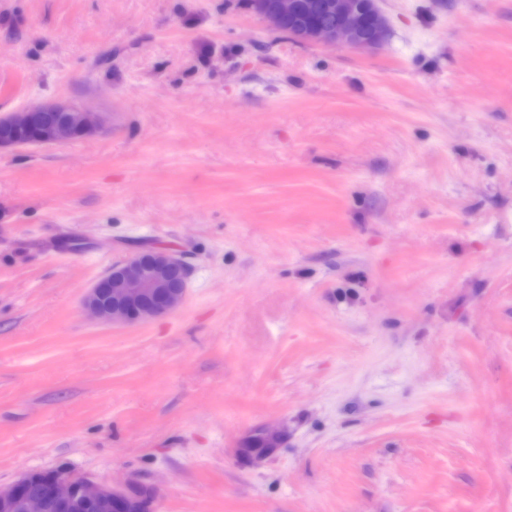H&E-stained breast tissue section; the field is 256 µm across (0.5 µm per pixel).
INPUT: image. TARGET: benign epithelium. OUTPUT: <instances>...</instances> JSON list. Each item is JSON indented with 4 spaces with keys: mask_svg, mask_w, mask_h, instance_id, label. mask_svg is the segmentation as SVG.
Returning <instances> with one entry per match:
<instances>
[{
    "mask_svg": "<svg viewBox=\"0 0 512 512\" xmlns=\"http://www.w3.org/2000/svg\"><path fill=\"white\" fill-rule=\"evenodd\" d=\"M252 13L303 42L368 51L387 35L379 0H248ZM102 129V115L68 101L36 103L0 116V149L76 142ZM189 268L162 248H144L88 289L85 309L103 322L133 324L164 318L183 301ZM284 441L276 427L258 425L239 441L246 461L273 456ZM41 483L33 492L31 484ZM156 490L142 483L106 484L68 468L36 470L0 484V512H156Z\"/></svg>",
    "mask_w": 512,
    "mask_h": 512,
    "instance_id": "benign-epithelium-1",
    "label": "benign epithelium"
}]
</instances>
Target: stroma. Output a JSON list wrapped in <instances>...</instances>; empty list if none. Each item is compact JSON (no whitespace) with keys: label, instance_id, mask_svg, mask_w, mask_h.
<instances>
[{"label":"stroma","instance_id":"stroma-1","mask_svg":"<svg viewBox=\"0 0 512 512\" xmlns=\"http://www.w3.org/2000/svg\"><path fill=\"white\" fill-rule=\"evenodd\" d=\"M374 51L244 0H0V482L61 466L156 512H512V0H380ZM192 271L102 323L141 241ZM285 428L259 465L252 427ZM101 114L68 101L33 104L0 116V149L83 140L102 129ZM189 268L162 248H144L88 289L85 309L103 322L133 324L164 318L183 301Z\"/></svg>","mask_w":512,"mask_h":512}]
</instances>
